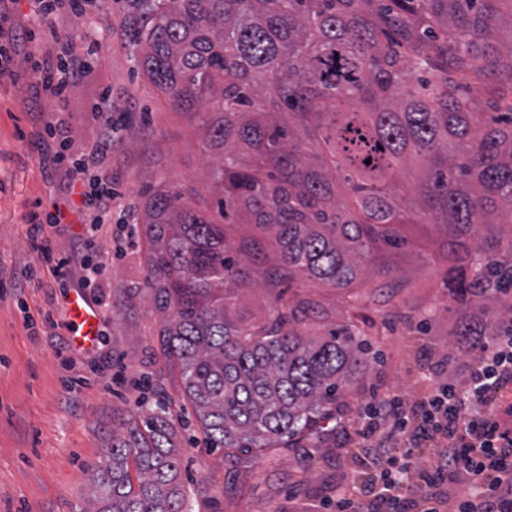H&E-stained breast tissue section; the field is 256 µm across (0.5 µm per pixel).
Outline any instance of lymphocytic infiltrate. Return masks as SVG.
<instances>
[{
  "label": "lymphocytic infiltrate",
  "instance_id": "obj_1",
  "mask_svg": "<svg viewBox=\"0 0 512 512\" xmlns=\"http://www.w3.org/2000/svg\"><path fill=\"white\" fill-rule=\"evenodd\" d=\"M84 67L82 57L48 54L36 75L61 100L71 78L82 74ZM102 151V146H93L68 167L72 182L83 187L82 204L90 212L93 233L112 218V176L98 165ZM62 219L58 212L44 217L31 214L25 228L28 247L59 287L68 286L75 269L82 286H89L102 265L89 258L90 242L85 238L79 240L74 255L59 256L45 226ZM465 348L471 359L464 380L438 384L412 408L396 395L380 400L390 426L381 431L366 424L360 434L367 441L380 435L403 448L399 455L385 459L369 493L355 487L338 496L336 512H512V402L503 395L512 386V333L504 332L489 344L475 336ZM424 448L435 455L433 467L420 463ZM411 472L426 486L416 498L409 496L404 483ZM450 478L466 481L469 493L456 499L439 492V485Z\"/></svg>",
  "mask_w": 512,
  "mask_h": 512
}]
</instances>
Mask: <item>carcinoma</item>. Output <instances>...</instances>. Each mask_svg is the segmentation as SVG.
<instances>
[{
	"instance_id": "1",
	"label": "carcinoma",
	"mask_w": 512,
	"mask_h": 512,
	"mask_svg": "<svg viewBox=\"0 0 512 512\" xmlns=\"http://www.w3.org/2000/svg\"><path fill=\"white\" fill-rule=\"evenodd\" d=\"M496 2L134 0L138 68L174 111L202 120L221 192L215 222L157 190L142 230L147 285L167 315L162 351L209 447L230 458L315 432L368 367L349 327L299 329L316 314L308 301L277 297L259 327L229 319L227 292L248 284L247 263L265 251L234 246L228 227L266 233L272 284L351 288L371 266L390 274L378 250L396 241L393 225L452 224V260L473 271L455 292L512 288L511 238L463 241L512 216V113L483 125L458 94L478 41L496 32ZM483 61L512 75V58ZM308 140L323 165L309 161ZM411 160L427 174L409 199L394 176ZM338 179L354 208L336 199ZM175 440L167 406L113 426L82 512H189Z\"/></svg>"
}]
</instances>
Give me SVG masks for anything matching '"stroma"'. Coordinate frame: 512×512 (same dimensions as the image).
<instances>
[{
  "label": "stroma",
  "mask_w": 512,
  "mask_h": 512,
  "mask_svg": "<svg viewBox=\"0 0 512 512\" xmlns=\"http://www.w3.org/2000/svg\"><path fill=\"white\" fill-rule=\"evenodd\" d=\"M30 10V0H11L0 19L17 35L0 74V512H81L113 424L162 397L172 403L192 512H324V501L340 489L366 486L378 448L358 436L360 415L387 426L375 399L395 394L411 404L435 382L464 379L469 357L456 334L461 317L473 313L494 323L512 310V293L486 300L453 295L457 273L447 244L456 230L446 224L398 226V245L383 249L390 278L371 271L354 288L308 284L279 292L266 280L276 261L267 254L251 265L250 286L230 300V318L257 326L277 295L309 299L318 313L306 333L355 328L371 361L345 390L339 419L325 420L300 447L224 458L207 448L182 401L180 377L162 355L164 317L146 286V244L116 222L130 210L143 217L147 197L160 188L189 193L191 206H214L205 131L197 119L172 111L139 70L127 37L130 0H87L85 17L55 16L62 44L90 65L62 101L33 79L48 43L45 30L29 26ZM90 25L102 44L95 53L84 44ZM461 84L481 103L482 122L512 113L511 77L471 74ZM104 96L117 128L104 162L112 174L114 221L99 232L105 270L97 287L84 291L103 300L98 338L81 347L66 332L65 298L29 251L23 229L30 213L61 211L64 222L51 235L69 253L82 231L80 197L66 169L52 162L57 144L46 128L63 123L68 155L87 152L101 131L92 107Z\"/></svg>",
  "instance_id": "1"
}]
</instances>
